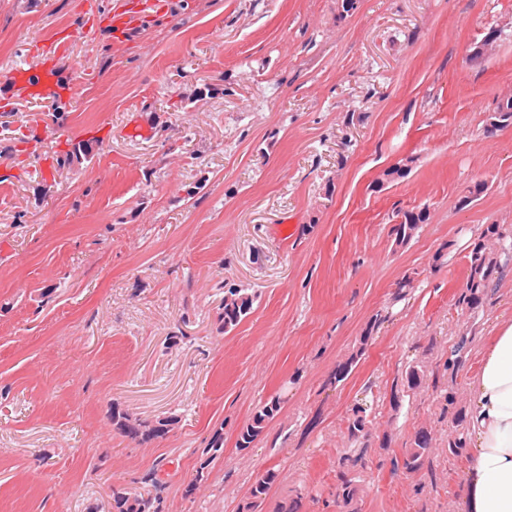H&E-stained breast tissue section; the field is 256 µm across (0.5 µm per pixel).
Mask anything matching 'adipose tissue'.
I'll list each match as a JSON object with an SVG mask.
<instances>
[{
	"label": "adipose tissue",
	"instance_id": "adipose-tissue-1",
	"mask_svg": "<svg viewBox=\"0 0 512 512\" xmlns=\"http://www.w3.org/2000/svg\"><path fill=\"white\" fill-rule=\"evenodd\" d=\"M469 512H512V319L497 323L468 388Z\"/></svg>",
	"mask_w": 512,
	"mask_h": 512
}]
</instances>
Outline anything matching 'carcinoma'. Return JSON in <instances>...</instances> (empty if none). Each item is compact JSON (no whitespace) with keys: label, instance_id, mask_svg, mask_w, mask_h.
<instances>
[{"label":"carcinoma","instance_id":"1","mask_svg":"<svg viewBox=\"0 0 512 512\" xmlns=\"http://www.w3.org/2000/svg\"><path fill=\"white\" fill-rule=\"evenodd\" d=\"M490 130H498L512 126V95L505 97L497 106V110L487 117ZM428 219L426 209L418 208L403 214V220L394 225L392 235L398 246H404L412 239L420 225ZM512 252V241H507L500 231V225L489 224L484 228L468 257V273L466 282L457 295L454 305L461 312L472 313L482 304L489 288L498 280L501 274V254ZM255 296L245 288L229 287L224 289V305L219 315L221 328L229 332L235 329L251 312ZM376 321H371L366 328L360 345L354 348L347 357L336 365L330 382L345 381L357 367L364 354L365 343L375 328ZM425 383V372L418 364L412 365L405 371L407 391L415 393ZM280 410V399L273 397L261 405L254 413L250 422L244 425L238 435L237 447L244 450L251 447L264 432L267 423ZM369 407L358 405L351 409L346 420L348 438L353 444L361 445L359 454L355 457H344V463L356 466L362 454L368 452V440L372 434V421L369 419ZM112 423L117 430L130 441L142 444L164 437L174 425L171 416L157 417L153 420L141 419L117 409L112 410ZM467 447L466 414L458 410L452 420L448 432V454L458 456ZM434 449L433 437L430 431L418 430L410 442L409 448L403 454V469L408 473L419 472ZM224 453V433L217 429L213 432L208 445L202 450L205 456L195 476L185 488V495L191 496L209 476V467L219 460ZM278 474L269 469L257 479L250 488L248 500L243 504L241 512H263V505L271 487L276 483ZM337 497L341 499L345 512H363L364 491L359 477L351 476L342 471L339 474ZM304 494L302 488L292 490V494L279 501L275 512H299ZM112 512H160V498L144 496L132 488L117 484L112 486Z\"/></svg>","mask_w":512,"mask_h":512}]
</instances>
